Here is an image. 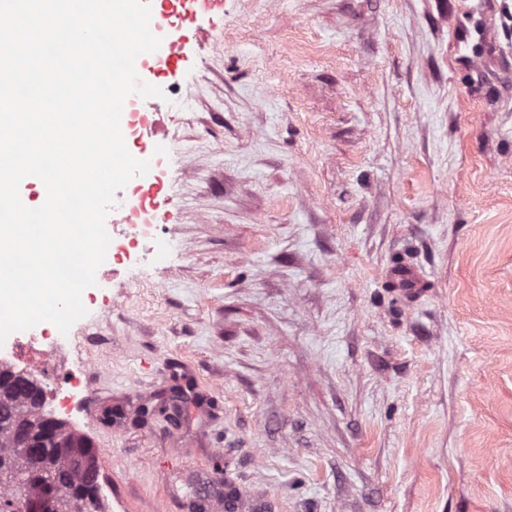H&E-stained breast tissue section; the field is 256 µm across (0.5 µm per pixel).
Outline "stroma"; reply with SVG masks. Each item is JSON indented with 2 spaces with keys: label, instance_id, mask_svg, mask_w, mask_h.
<instances>
[{
  "label": "stroma",
  "instance_id": "stroma-1",
  "mask_svg": "<svg viewBox=\"0 0 512 512\" xmlns=\"http://www.w3.org/2000/svg\"><path fill=\"white\" fill-rule=\"evenodd\" d=\"M200 25L146 149L162 244L69 330L108 512L211 510L227 475L262 512H512V0ZM393 282L392 291L400 298L419 295L423 291L421 279L409 267L395 266L389 272Z\"/></svg>",
  "mask_w": 512,
  "mask_h": 512
}]
</instances>
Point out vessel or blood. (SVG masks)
I'll use <instances>...</instances> for the list:
<instances>
[{
	"label": "vessel or blood",
	"instance_id": "obj_1",
	"mask_svg": "<svg viewBox=\"0 0 512 512\" xmlns=\"http://www.w3.org/2000/svg\"><path fill=\"white\" fill-rule=\"evenodd\" d=\"M216 0H150L151 30L160 37L159 48L152 53L141 55L138 75L144 82L157 79L161 72L171 69L187 56L188 34L194 31L198 19L210 13ZM161 191L160 180H152L144 194L135 202L123 206L122 210L110 212L107 224H129L140 212L151 211L153 201ZM389 276L394 293L402 298L418 295L423 290L421 279L408 267H393Z\"/></svg>",
	"mask_w": 512,
	"mask_h": 512
}]
</instances>
